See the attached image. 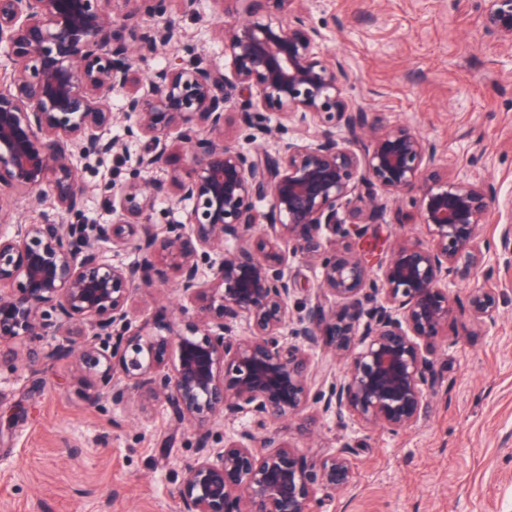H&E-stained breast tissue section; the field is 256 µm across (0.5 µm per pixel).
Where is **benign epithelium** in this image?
Returning a JSON list of instances; mask_svg holds the SVG:
<instances>
[{"label":"benign epithelium","mask_w":512,"mask_h":512,"mask_svg":"<svg viewBox=\"0 0 512 512\" xmlns=\"http://www.w3.org/2000/svg\"><path fill=\"white\" fill-rule=\"evenodd\" d=\"M120 2L115 12L112 0H0V196L33 195L52 210L39 224L0 230V347L59 336L29 357L73 359L97 395L121 403L134 388L179 422L249 413L263 425L315 404L366 429L412 426L434 342L457 312L444 282L481 273L493 283L512 269V225L499 228L500 268L486 261L493 243L480 234L495 188L449 178L432 144L407 126L379 129L353 107L344 62L316 52L322 35L306 24V0H212L229 72L176 59L145 83L136 63L159 49L198 53L180 18L200 0ZM143 15L151 27L139 28ZM481 24L511 45L512 0H484ZM263 112L314 124L312 142L283 137L286 125L269 126ZM122 120L126 136L110 137ZM175 146L185 163L169 170ZM106 154L123 157L130 176L85 182L80 169ZM163 169L164 181L141 178ZM171 191L182 218L161 227L151 215ZM380 191L412 196L429 240L398 242L373 275L354 240L382 219ZM91 193L112 223L84 220ZM105 243L131 246L138 259L111 262ZM296 258L319 268L320 288L294 313L297 284L285 268ZM158 280L176 283L184 328L152 334L137 324L133 294ZM322 293L342 310L325 307ZM498 300L497 289L477 288L467 313L491 321ZM325 346L327 387L313 394L310 360ZM353 455L345 445L307 463L273 433L243 432L222 448L203 439L183 469L178 512H320L351 483Z\"/></svg>","instance_id":"1"}]
</instances>
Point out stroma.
Here are the masks:
<instances>
[{
	"label": "stroma",
	"mask_w": 512,
	"mask_h": 512,
	"mask_svg": "<svg viewBox=\"0 0 512 512\" xmlns=\"http://www.w3.org/2000/svg\"><path fill=\"white\" fill-rule=\"evenodd\" d=\"M481 0H308V23L322 33L323 56L352 74L347 99L379 128L405 125L436 148L451 177L493 184L499 204L481 234L512 224V47L480 22ZM187 40L202 65H223L224 46L200 16L186 15ZM364 248L389 258L396 238L424 240L406 197H388ZM494 322L449 320L434 344V382L419 421L399 431L337 424L316 405L268 424L304 459L351 445L350 485L321 512H512V272L500 273ZM173 282L139 289L138 322L179 318ZM24 338L0 351V512H177L184 466L197 439L212 447L242 430L248 414L176 423L143 393L123 404L96 397L70 361L33 363Z\"/></svg>",
	"instance_id": "stroma-1"
}]
</instances>
